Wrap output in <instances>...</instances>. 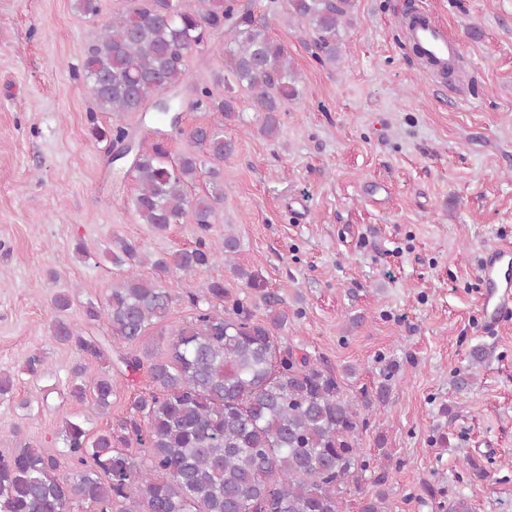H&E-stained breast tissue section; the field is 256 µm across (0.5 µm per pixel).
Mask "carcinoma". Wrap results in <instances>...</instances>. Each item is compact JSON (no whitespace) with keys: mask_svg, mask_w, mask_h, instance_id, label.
Instances as JSON below:
<instances>
[{"mask_svg":"<svg viewBox=\"0 0 512 512\" xmlns=\"http://www.w3.org/2000/svg\"><path fill=\"white\" fill-rule=\"evenodd\" d=\"M351 8L352 0H285L288 19L313 32L321 63L340 60V28ZM216 35L224 37L227 94L192 86L191 107L211 121L188 132L199 153L171 162L167 133L154 119L136 141L124 117L184 86L191 52ZM82 73L96 107L112 113L106 129L90 117V133L110 150L131 143L133 212L158 232L189 215L201 231L210 229L224 192L192 197L187 188L205 157L214 163L211 180H221L216 164L233 152L224 124L239 118L234 88L247 92L267 138L300 93L287 48L236 0H124L88 46ZM237 249L232 235L218 245L201 237L190 250L150 260L139 244L121 239L111 262L126 275L105 303L86 304V328L63 317L67 293L53 298L52 338L81 358L69 399L109 411L112 374H89L88 360L105 359L125 376L144 371L152 388L96 433L64 419L62 460L27 442L0 454V512H67L74 503L94 512H341L349 483L366 468L359 430L385 406L389 386L373 397L349 395L324 362L280 342L275 331L288 317L278 298L263 295L268 315L259 322L243 299L208 282L188 296L192 316L174 331L165 357L123 349L169 314L177 298L160 281L174 270L197 272L222 260L246 286H257L255 272L235 263Z\"/></svg>","mask_w":512,"mask_h":512,"instance_id":"1","label":"carcinoma"}]
</instances>
